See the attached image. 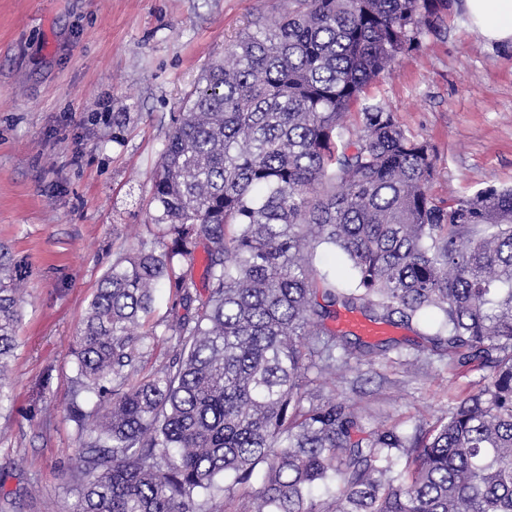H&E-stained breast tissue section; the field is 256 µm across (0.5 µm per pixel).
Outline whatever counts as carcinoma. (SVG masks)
<instances>
[{"label": "carcinoma", "instance_id": "carcinoma-1", "mask_svg": "<svg viewBox=\"0 0 512 512\" xmlns=\"http://www.w3.org/2000/svg\"><path fill=\"white\" fill-rule=\"evenodd\" d=\"M447 7L289 0L201 74L150 177L155 238L112 262L77 334L67 512H212L259 466L253 512H512V188L437 200L432 146L364 102ZM322 244L354 287L318 286ZM3 258L0 373L23 302ZM338 304L438 315L430 351L480 380L411 435L365 430L336 373L381 349L329 327ZM162 336L175 357L148 371Z\"/></svg>", "mask_w": 512, "mask_h": 512}]
</instances>
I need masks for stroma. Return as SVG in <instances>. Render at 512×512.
<instances>
[{"instance_id": "stroma-1", "label": "stroma", "mask_w": 512, "mask_h": 512, "mask_svg": "<svg viewBox=\"0 0 512 512\" xmlns=\"http://www.w3.org/2000/svg\"><path fill=\"white\" fill-rule=\"evenodd\" d=\"M366 99L395 112L435 153L440 200L512 186V44L474 32L448 0ZM288 0H0V246L27 294L0 407V494L19 512H59L76 448L62 405L86 306L132 236L150 237V175L172 118L207 64ZM434 319L384 326L374 366L350 362L336 397L362 423L412 433L478 381L410 361ZM55 405L45 415L46 405Z\"/></svg>"}]
</instances>
